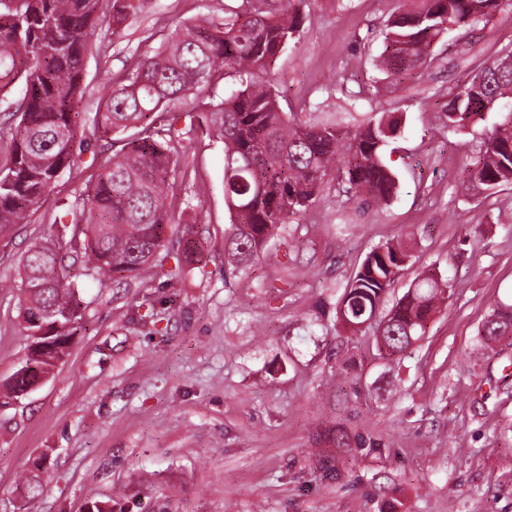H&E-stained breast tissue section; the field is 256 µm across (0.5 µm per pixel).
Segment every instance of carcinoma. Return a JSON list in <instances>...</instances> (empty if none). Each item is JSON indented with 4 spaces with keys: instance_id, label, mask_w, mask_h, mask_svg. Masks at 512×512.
<instances>
[{
    "instance_id": "cac0c4a2",
    "label": "carcinoma",
    "mask_w": 512,
    "mask_h": 512,
    "mask_svg": "<svg viewBox=\"0 0 512 512\" xmlns=\"http://www.w3.org/2000/svg\"><path fill=\"white\" fill-rule=\"evenodd\" d=\"M141 0H113L112 20L94 17L95 0H19L0 5V92L20 83L24 95L12 131L10 163L0 170V239L38 211L55 193L74 162L79 129L104 134L133 131L122 150L105 160L69 211L70 226L56 243H37L22 261L20 315L28 335L43 336L49 350L27 355L43 378L54 376L83 320L70 282L81 259L83 275L119 284H143L164 247L170 224L165 200L176 188L173 143L180 118L167 110L174 100L198 95L217 74L245 75L240 87L201 113L224 143V201L230 215L228 258L246 267L274 232L314 203L328 178L344 184L361 204L386 203L397 178L384 148L400 133L402 118L375 113L353 126L317 125L282 109L264 76L296 39L300 14L274 0H242V9L216 22L205 18L168 34L159 47L137 55L133 70L110 83L102 107L82 111L83 65L98 30L118 33ZM512 0H408L385 24L380 44L382 71L398 81L431 59L434 44L493 16ZM512 57L480 68L472 82L448 93L446 125L466 130L492 100L508 108L481 147L461 184L466 195L512 184ZM408 255L387 243L372 249L337 307L344 326L360 329L378 312ZM202 261L194 241L167 270L171 280ZM447 283L429 275L411 288L379 321L377 346L387 359L403 355L425 334L445 299ZM512 334V307L497 309L480 335L487 342Z\"/></svg>"
}]
</instances>
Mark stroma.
Wrapping results in <instances>:
<instances>
[{
    "mask_svg": "<svg viewBox=\"0 0 512 512\" xmlns=\"http://www.w3.org/2000/svg\"><path fill=\"white\" fill-rule=\"evenodd\" d=\"M239 0H142L119 34L93 40L87 111L132 70L143 39L162 44ZM396 0H299L302 26L272 83L284 108L334 124L402 115L384 156L386 203L363 206L325 185L246 269L228 265L224 144L202 129L175 158L178 201L164 251L186 239L201 266L146 288L77 276L84 327L56 375L0 407V512H512V337L484 345L493 309L512 306V186L464 198L471 149L499 113L448 130V92L512 49V8L441 41L414 80L384 78L377 34ZM120 140L86 135L56 192L0 241V385L28 352L17 272ZM392 243L410 258L381 309L426 271L448 297L426 334L383 360L372 327L350 333L336 308L365 255ZM45 471L26 497L21 474Z\"/></svg>",
    "mask_w": 512,
    "mask_h": 512,
    "instance_id": "obj_1",
    "label": "stroma"
}]
</instances>
